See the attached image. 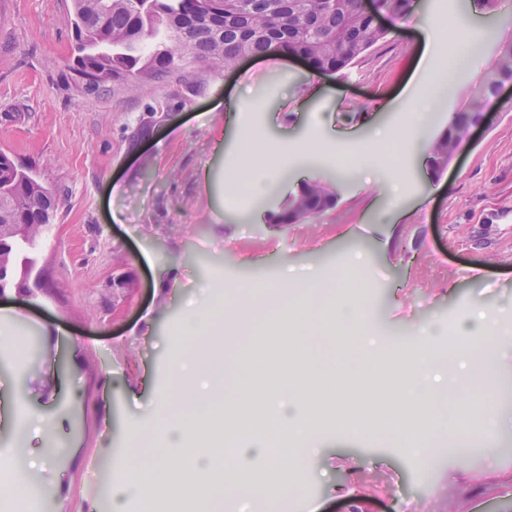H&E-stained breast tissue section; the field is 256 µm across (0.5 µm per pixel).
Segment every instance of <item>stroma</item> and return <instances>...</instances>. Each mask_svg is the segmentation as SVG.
Masks as SVG:
<instances>
[{
    "instance_id": "stroma-1",
    "label": "stroma",
    "mask_w": 512,
    "mask_h": 512,
    "mask_svg": "<svg viewBox=\"0 0 512 512\" xmlns=\"http://www.w3.org/2000/svg\"><path fill=\"white\" fill-rule=\"evenodd\" d=\"M512 0L479 16L467 0H419L404 19H384L388 36L342 73L324 75L288 56L255 58L229 72L190 64L137 89L107 81L93 92L75 82L72 0H0V151L33 168L60 205L38 268L37 307L0 303V452L32 457L41 512H104L122 476L128 432L158 446L156 404L171 365L186 351L187 304L218 307L253 287L275 288L285 269L313 274L324 297L337 291L366 306L388 369L397 345L418 329L458 323L479 303L512 332V92L494 99L472 143L440 177L420 164L465 108L483 71L449 91L407 136L406 112L428 97L417 68L419 20L447 31L477 27L483 55L512 40ZM247 106L230 114L228 100ZM370 116L400 147L398 161L369 155ZM344 128L340 146L328 139ZM287 156L289 182H320L335 207L311 222L273 224L288 202L273 185L247 196L224 192L237 138ZM275 323L259 314L224 339L227 395L260 390L279 354L264 338ZM499 368L493 408L470 400L473 452L452 451L442 428L426 452L354 433L321 434L317 456L277 494V512H512V344L489 352ZM41 415L15 431L7 409ZM500 424L494 454L480 452L488 417Z\"/></svg>"
}]
</instances>
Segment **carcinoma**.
I'll use <instances>...</instances> for the list:
<instances>
[{
  "mask_svg": "<svg viewBox=\"0 0 512 512\" xmlns=\"http://www.w3.org/2000/svg\"><path fill=\"white\" fill-rule=\"evenodd\" d=\"M75 27L72 70L85 89L112 79L135 87L137 75H169L185 62H201L229 71L241 57L294 54L317 72L346 70L384 40L387 30L367 13L362 0H72ZM376 10L394 19L412 14L416 0H374ZM512 80V41L502 45L480 85L490 92ZM477 112H460L433 157L454 151ZM336 204L335 194L320 182L305 184L281 211L276 224L307 223ZM59 198L31 172L0 151V225L48 224ZM7 250L0 264V290L23 284L33 270L45 233L0 230Z\"/></svg>",
  "mask_w": 512,
  "mask_h": 512,
  "instance_id": "1",
  "label": "carcinoma"
}]
</instances>
